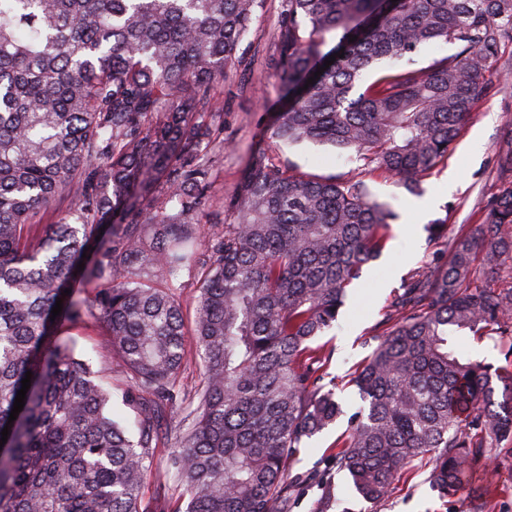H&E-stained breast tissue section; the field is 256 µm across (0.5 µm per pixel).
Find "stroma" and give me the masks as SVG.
Listing matches in <instances>:
<instances>
[{
  "mask_svg": "<svg viewBox=\"0 0 512 512\" xmlns=\"http://www.w3.org/2000/svg\"><path fill=\"white\" fill-rule=\"evenodd\" d=\"M277 4L270 0L264 15L238 50L243 67L224 84V138L234 148L225 152L214 172V196L202 215V231L210 233L214 223L231 224L235 216L223 204L234 190L252 152L263 145L269 128L284 101L278 79L261 71L249 70L247 60L268 56L277 23ZM512 126V82L500 84L474 107L462 128L457 147L443 165L437 167L423 184V195L431 205L421 218L409 210L411 194L397 187L379 171L365 168L355 156L330 146L301 144L284 146L280 154L296 172L325 178H339L348 173L361 174L372 193L389 202L398 215L389 231L381 257L364 267L361 277L348 291L344 314L336 327L319 337V344L331 350L323 371L334 383L336 395L345 403L356 398L349 379L367 360L376 346L374 337L384 329L387 306L400 291L405 278L424 264L435 262L444 250L443 243L430 241L427 224L436 219L448 221L449 239H459L467 229L482 223L483 202L500 187L494 153L504 131ZM78 352L93 370L98 371L112 389L113 403H120L127 381L111 371L105 350V338L97 324L73 330ZM472 358L492 365L502 376H512V336L462 340ZM346 420L313 437L308 448L288 467L289 473H307L324 469L336 451L337 439L347 430ZM179 439L177 419L171 418L161 428V439L152 460V473L143 487L145 497L153 498L173 488L176 478L169 466V456ZM493 476L490 494L480 502L478 512H512V443H502L487 462ZM429 469L416 464L397 477L389 496L370 504L355 493L346 492L344 475L334 477L335 490L345 491L349 512H460L465 493L443 497L428 482Z\"/></svg>",
  "mask_w": 512,
  "mask_h": 512,
  "instance_id": "obj_1",
  "label": "stroma"
}]
</instances>
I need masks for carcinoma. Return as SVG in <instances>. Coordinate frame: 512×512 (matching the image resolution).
Listing matches in <instances>:
<instances>
[{
	"label": "carcinoma",
	"instance_id": "obj_1",
	"mask_svg": "<svg viewBox=\"0 0 512 512\" xmlns=\"http://www.w3.org/2000/svg\"><path fill=\"white\" fill-rule=\"evenodd\" d=\"M266 2L0 0V512H165L141 489L160 422L179 409L169 464L186 512H288L299 484L324 490L321 512L335 503L322 472L285 479L344 414L310 343L336 326L396 214L360 176L296 174L277 150L330 145L420 193L492 89L512 0H280L266 64L284 105L226 199L237 222L202 244L213 161L231 147L224 81ZM433 43L456 51L381 70ZM496 158L483 223L404 282L397 322L353 376L359 402L335 464L367 502L425 459L432 488L453 495L512 441V377L454 342L512 335V281L476 277L512 276V135ZM50 205L56 220L36 236ZM182 270L200 280L191 334ZM91 320L128 379L134 432L67 337ZM189 337L204 378L185 393Z\"/></svg>",
	"mask_w": 512,
	"mask_h": 512
}]
</instances>
